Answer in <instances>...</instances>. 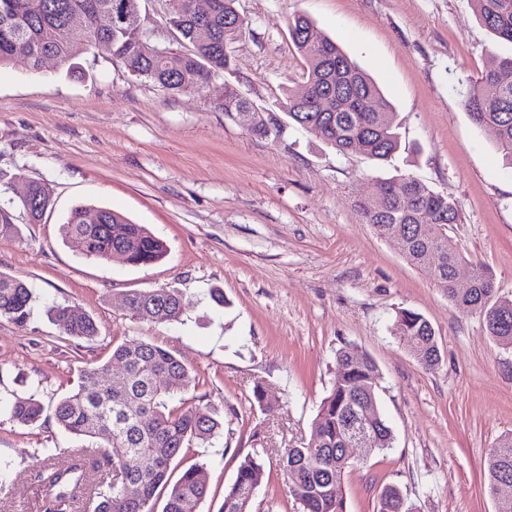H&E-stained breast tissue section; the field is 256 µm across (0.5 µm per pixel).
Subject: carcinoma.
Instances as JSON below:
<instances>
[{
  "mask_svg": "<svg viewBox=\"0 0 512 512\" xmlns=\"http://www.w3.org/2000/svg\"><path fill=\"white\" fill-rule=\"evenodd\" d=\"M117 0H0V68L24 57L33 69L41 68L45 55L55 56L67 72L82 70L81 59L98 42L111 45V56L133 76L147 79L173 94L196 95L203 103L232 119L253 103L246 97L224 102L218 83L230 70L227 41L241 30L244 19L235 0H219L220 8L202 20L176 0L175 42L184 48L182 69L168 71L156 56L143 50L137 27H104L99 17L110 12ZM478 21L497 39L512 43V0H471ZM290 35L306 64L305 84L310 99L301 101L288 93L286 113L292 123L332 145L342 154H360L377 162L388 160L400 147L398 126L390 106L369 75L331 38L319 31L304 14L290 22ZM512 55L482 73L465 99L464 108L475 126L490 133L506 165L512 168ZM497 85V97L486 98V87ZM330 96L333 107L321 112L314 99ZM397 186V195L361 199L356 206L363 222L379 236L392 232L403 238V256L422 268L427 256L438 251L445 265L431 271L438 288L457 307L479 313L489 335L503 345L512 344V299L497 295L492 273L474 266L470 288H457L450 269L463 261L448 235L458 223V210L447 196L407 174L383 179ZM51 203L49 192L31 182L27 198L19 200L30 220H40ZM64 236L83 244V253L100 260L121 251L127 264L147 266L160 261L166 244L142 224H133L107 208H74L62 227ZM33 293L20 279L0 273V319L24 323L30 315ZM124 308L134 317L152 323L179 319L183 295L170 288L136 291L125 295ZM46 316L62 335L89 339L97 335L95 321L75 315L66 304L55 303ZM394 334L409 351H432L438 345L435 331L423 315L403 309L395 320ZM127 368L125 386L114 388L109 380L112 364ZM379 376L375 361L352 346L336 352L333 385L314 419L311 441L301 448L281 451L278 466L289 494L301 512H346L336 484L342 483L347 466L340 463L339 444L345 425L360 397L377 396L373 380ZM198 386L188 367L170 351L145 341H123L112 346L110 357L81 370L79 385L52 408L56 424L80 441L103 438L107 445L97 450L101 458L96 477H90L79 461L87 448L74 451L75 461L66 467L41 459L43 491L53 506H68L85 498L92 512H152L154 501L166 493L163 512H196L206 497V464L196 462L172 479L175 468L193 445H204L221 434L224 422L200 405H186L176 396ZM45 406L34 395L10 406L16 423L36 427ZM368 428L375 433L376 450L392 447L393 433L381 413ZM489 481L512 480V457L487 460ZM262 461L248 454L225 490L220 512H250L251 488L262 483ZM379 512H405L398 488L383 489Z\"/></svg>",
  "mask_w": 512,
  "mask_h": 512,
  "instance_id": "carcinoma-1",
  "label": "carcinoma"
}]
</instances>
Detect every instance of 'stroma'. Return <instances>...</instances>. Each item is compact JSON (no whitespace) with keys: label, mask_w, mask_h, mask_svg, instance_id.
<instances>
[{"label":"stroma","mask_w":512,"mask_h":512,"mask_svg":"<svg viewBox=\"0 0 512 512\" xmlns=\"http://www.w3.org/2000/svg\"><path fill=\"white\" fill-rule=\"evenodd\" d=\"M246 24L228 45L226 84L281 126L260 138L194 95H172L131 77L109 54L84 55L82 74L18 60L0 69V206L21 232L0 236V273L24 280L29 320L0 319V512H47L34 452L56 465L80 442L44 414L31 429L6 402L37 396L49 409L71 393L86 364L113 342H152L200 382L188 396L224 420L223 434L184 465H206L219 512L246 455L265 464L251 512H300L273 461L311 438L332 387L336 352L351 345L379 369L378 408L391 448L353 460L346 512H379L385 487L409 512H496L485 459L512 433V349L478 313L458 309L427 270L364 224L357 200L375 181L409 174L448 195L459 221L448 234L467 261L487 266L512 298V169L463 101L472 81L512 43L494 40L471 0H236ZM307 14L372 77L396 114L399 150L384 163L342 155L289 123L288 92H301L305 62L289 21ZM50 192L32 224L19 206L25 182ZM78 206L104 207L145 225L167 245L159 262L132 267L86 257L61 226ZM179 290L177 321L154 324L122 306L133 291ZM224 291L215 305L210 291ZM66 303L98 326L90 340L63 336L45 313ZM422 314L441 361L425 370L396 339L399 309ZM267 393L252 396L254 385Z\"/></svg>","instance_id":"35a3bbf8"}]
</instances>
